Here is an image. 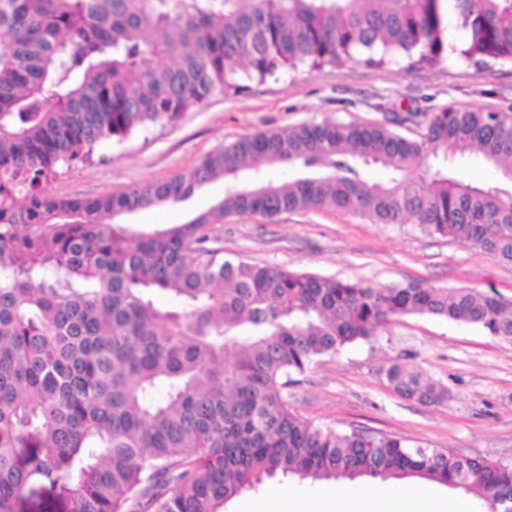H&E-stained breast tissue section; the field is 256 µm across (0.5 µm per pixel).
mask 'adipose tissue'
<instances>
[{
    "instance_id": "ef3b65f1",
    "label": "adipose tissue",
    "mask_w": 512,
    "mask_h": 512,
    "mask_svg": "<svg viewBox=\"0 0 512 512\" xmlns=\"http://www.w3.org/2000/svg\"><path fill=\"white\" fill-rule=\"evenodd\" d=\"M236 512H473L465 499L447 501L432 489L363 481L350 488L334 482L313 489L285 485L237 502Z\"/></svg>"
}]
</instances>
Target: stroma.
Returning a JSON list of instances; mask_svg holds the SVG:
<instances>
[{"label": "stroma", "mask_w": 512, "mask_h": 512, "mask_svg": "<svg viewBox=\"0 0 512 512\" xmlns=\"http://www.w3.org/2000/svg\"><path fill=\"white\" fill-rule=\"evenodd\" d=\"M455 105L512 112V64L480 65L448 55L429 65L401 57L381 67L348 62L303 65L239 94L214 92L171 122L95 147L91 161L59 167L45 190L59 198H95L133 185L172 179L239 138L305 122L404 118L415 136L428 113ZM224 182L204 184L185 203L124 215L130 232H151L208 213ZM225 258L389 286L495 289L512 301V263L421 230L377 224L329 210L280 214L275 220L231 216L211 225ZM418 365L450 390L447 403L426 406L398 396L385 370L393 361ZM296 412L324 427L366 429L410 438L468 457L512 459V341L480 328L427 315L404 316L369 342L321 358L288 389Z\"/></svg>", "instance_id": "obj_1"}]
</instances>
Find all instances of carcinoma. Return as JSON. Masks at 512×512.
<instances>
[{
    "mask_svg": "<svg viewBox=\"0 0 512 512\" xmlns=\"http://www.w3.org/2000/svg\"><path fill=\"white\" fill-rule=\"evenodd\" d=\"M450 52L512 63V0H0V512L35 496L49 512H223L278 476L420 478L512 512L511 462L323 428L286 392L407 315L512 339L511 302L492 287L378 288L232 261L207 234L227 215L331 209L412 218L512 262V114L445 106L417 139L377 122L304 123L242 137L167 181L91 199L43 189L102 141L246 89L243 75ZM473 150L494 181L448 164ZM372 165L385 180L366 177ZM262 166L291 175L239 176ZM218 177L222 201L185 224L132 237L118 222ZM386 379L421 403L450 395L413 364Z\"/></svg>",
    "mask_w": 512,
    "mask_h": 512,
    "instance_id": "cac0c4a2",
    "label": "carcinoma"
}]
</instances>
